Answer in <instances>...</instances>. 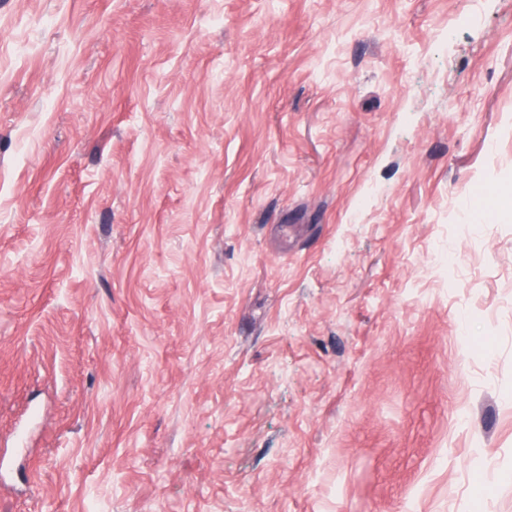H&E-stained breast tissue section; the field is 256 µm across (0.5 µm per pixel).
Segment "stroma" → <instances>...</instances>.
Instances as JSON below:
<instances>
[{
    "mask_svg": "<svg viewBox=\"0 0 512 512\" xmlns=\"http://www.w3.org/2000/svg\"><path fill=\"white\" fill-rule=\"evenodd\" d=\"M0 512H512V0H0Z\"/></svg>",
    "mask_w": 512,
    "mask_h": 512,
    "instance_id": "35a3bbf8",
    "label": "stroma"
}]
</instances>
